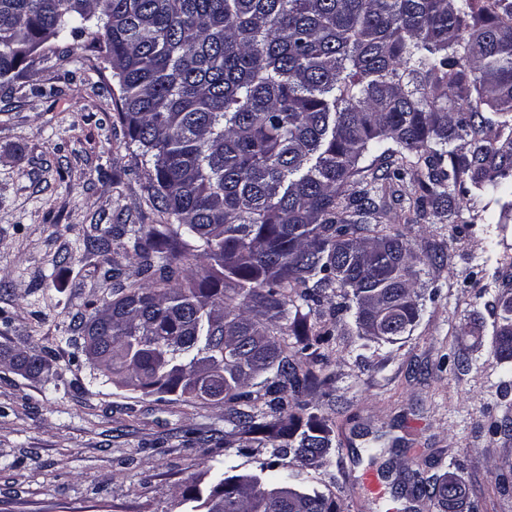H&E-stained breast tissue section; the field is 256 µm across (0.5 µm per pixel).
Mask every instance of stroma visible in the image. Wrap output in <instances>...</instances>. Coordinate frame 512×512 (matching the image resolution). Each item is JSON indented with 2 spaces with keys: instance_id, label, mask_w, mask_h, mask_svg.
Segmentation results:
<instances>
[{
  "instance_id": "obj_1",
  "label": "stroma",
  "mask_w": 512,
  "mask_h": 512,
  "mask_svg": "<svg viewBox=\"0 0 512 512\" xmlns=\"http://www.w3.org/2000/svg\"><path fill=\"white\" fill-rule=\"evenodd\" d=\"M120 110L111 66L77 40H49L0 94V512H188L184 493H209L211 467L256 475L271 461L338 512H386L361 485L369 469L398 512H438L415 473L457 479L451 512H512V361L491 355L493 303L512 291V217L480 219L500 203L458 196L451 224L382 192V223L434 258L417 283L420 315L390 342L361 339L352 313L309 315L333 338L304 413L331 428L333 446L323 467L300 470L233 436L201 443L227 431L223 403L116 387L82 352L81 317L114 296L104 270L138 277L119 242L89 251L85 240L158 220ZM28 350L45 356L43 377L10 370Z\"/></svg>"
}]
</instances>
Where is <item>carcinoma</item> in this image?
I'll return each mask as SVG.
<instances>
[{
    "label": "carcinoma",
    "mask_w": 512,
    "mask_h": 512,
    "mask_svg": "<svg viewBox=\"0 0 512 512\" xmlns=\"http://www.w3.org/2000/svg\"><path fill=\"white\" fill-rule=\"evenodd\" d=\"M68 36L112 65L159 217L116 233L141 280L104 272L116 297L80 324L93 366L118 387L222 401L243 447L323 466L329 431L288 413L314 377L267 322L304 328L291 296L311 311L344 288L336 310L361 335L411 331L432 257L382 226L368 155L386 161L375 181L420 166L416 210L450 223L458 190L512 205V0H0V87ZM191 261L202 277L184 276ZM296 335L317 362L330 332ZM492 355L512 360V296ZM256 362L273 373L264 410L247 390ZM10 364L35 378L45 359ZM213 480L224 502L189 489L191 512H336L286 474ZM418 490L445 507V481Z\"/></svg>",
    "instance_id": "obj_1"
}]
</instances>
